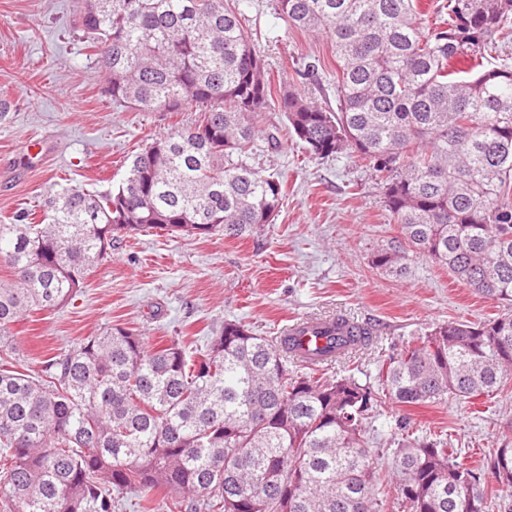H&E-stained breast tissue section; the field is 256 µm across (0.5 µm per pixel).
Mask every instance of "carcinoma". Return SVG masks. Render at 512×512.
I'll return each mask as SVG.
<instances>
[{"mask_svg": "<svg viewBox=\"0 0 512 512\" xmlns=\"http://www.w3.org/2000/svg\"><path fill=\"white\" fill-rule=\"evenodd\" d=\"M250 0H81L78 28L100 51L112 101L197 123L132 159L118 187L59 186L42 217L0 224V339L33 310H56L121 236L239 238L271 223L284 191L250 163L273 100L243 26ZM289 25L331 35L336 109L288 91V130L317 158L352 154L382 189L400 236L372 264L403 276L421 254L506 307L438 324L379 364L374 383L316 376L291 347L226 321L207 349L148 345L108 328L45 361L34 377L0 360V512H115L133 489L163 512H491L484 471L407 417L372 447L384 401L417 407L491 396L512 374V64L491 62L512 0H448L428 32L416 0H276ZM473 61L466 75L450 68ZM334 361L373 341L349 331ZM392 455L387 481L378 460ZM512 512V447L487 463Z\"/></svg>", "mask_w": 512, "mask_h": 512, "instance_id": "carcinoma-1", "label": "carcinoma"}]
</instances>
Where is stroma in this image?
<instances>
[{"label": "stroma", "instance_id": "1", "mask_svg": "<svg viewBox=\"0 0 512 512\" xmlns=\"http://www.w3.org/2000/svg\"><path fill=\"white\" fill-rule=\"evenodd\" d=\"M77 2L0 0V97L12 104L0 121V224L19 210H41L60 184L111 190L135 153L199 115L192 104L180 112L113 106L97 55L75 29ZM251 3L244 26L258 34L273 92L296 90L335 106L331 37L289 26L275 0ZM310 63L318 74L302 80ZM252 165L284 184L273 223L237 239L152 231L120 238L67 305L16 324V343L0 348V357L38 374L54 354L109 327L135 330L152 344L175 336L193 351L227 320L275 341L297 320L341 314L371 326L376 340L324 373L366 382L381 360L435 325L502 312V304L475 295L431 259L412 256L403 278L373 266L377 245L399 230L356 158H316L284 134L278 148L258 150ZM404 416L442 435L458 462L476 465L493 449L512 446V383L473 402L382 405L372 420L376 436L388 439Z\"/></svg>", "mask_w": 512, "mask_h": 512}]
</instances>
